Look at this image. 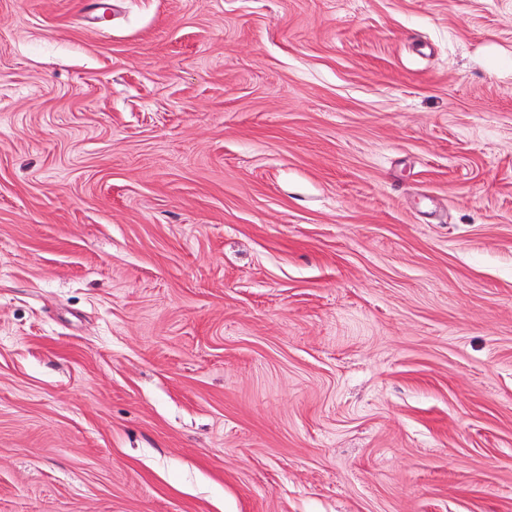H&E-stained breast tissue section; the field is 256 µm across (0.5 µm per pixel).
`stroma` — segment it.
I'll return each mask as SVG.
<instances>
[{
    "mask_svg": "<svg viewBox=\"0 0 512 512\" xmlns=\"http://www.w3.org/2000/svg\"><path fill=\"white\" fill-rule=\"evenodd\" d=\"M0 512H512V0H0Z\"/></svg>",
    "mask_w": 512,
    "mask_h": 512,
    "instance_id": "stroma-1",
    "label": "stroma"
}]
</instances>
